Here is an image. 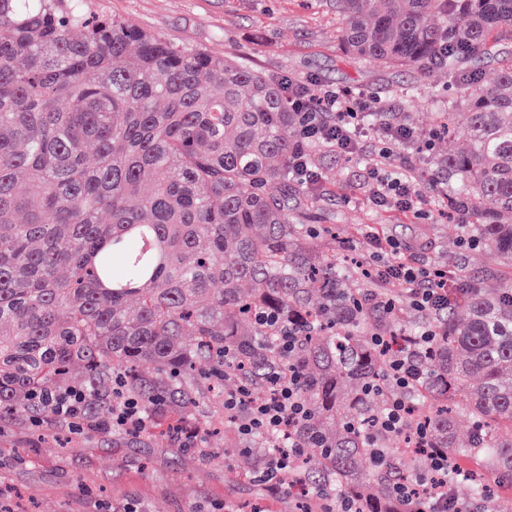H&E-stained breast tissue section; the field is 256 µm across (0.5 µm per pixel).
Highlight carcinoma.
Segmentation results:
<instances>
[{"label":"carcinoma","instance_id":"obj_1","mask_svg":"<svg viewBox=\"0 0 512 512\" xmlns=\"http://www.w3.org/2000/svg\"><path fill=\"white\" fill-rule=\"evenodd\" d=\"M338 40L384 68L448 74L464 86L465 145L434 158L474 248L512 264V64L474 66L512 41V0H336ZM298 115L279 80L233 58L167 41L91 11L84 0H0V415L41 417L31 392L76 378L105 391L112 373L179 413L228 378L265 389L272 368L304 378L310 419L297 436L320 475L364 512H401L389 486L411 471L371 465L369 421L384 395L370 328L395 320L359 307L352 276L305 223L294 176ZM331 155L306 147L319 167ZM278 316L257 324L253 312ZM425 360L412 427L467 458L460 512H512V279L459 292ZM295 327L284 358L269 336ZM240 366L224 371V348ZM472 420L457 442L453 409Z\"/></svg>","mask_w":512,"mask_h":512}]
</instances>
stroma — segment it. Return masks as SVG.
I'll return each instance as SVG.
<instances>
[{
	"instance_id": "35a3bbf8",
	"label": "stroma",
	"mask_w": 512,
	"mask_h": 512,
	"mask_svg": "<svg viewBox=\"0 0 512 512\" xmlns=\"http://www.w3.org/2000/svg\"><path fill=\"white\" fill-rule=\"evenodd\" d=\"M90 9L133 22L166 40L206 48L271 78L313 77L336 88L375 97L379 107L410 113L423 131L435 124L432 93L448 83L409 68H383L347 56L337 37L336 0H87ZM457 139L435 141L432 151L414 155L412 176L426 215L409 220L395 208L376 209L353 198L357 160L321 170L311 206V223L332 230L341 254L365 261L370 248L357 234L361 224H379L405 243L431 242L429 256L448 268L468 269L466 284H487L512 276V267L462 247L439 194L444 175L433 159L460 147ZM203 451L184 448L165 427L139 435L70 436L52 426L35 440L29 420L0 419V491L14 512H121L129 503L141 512H251L253 504L293 512L290 488H270L238 473L224 452L223 434L204 433Z\"/></svg>"
}]
</instances>
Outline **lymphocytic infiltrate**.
<instances>
[{"label":"lymphocytic infiltrate","mask_w":512,"mask_h":512,"mask_svg":"<svg viewBox=\"0 0 512 512\" xmlns=\"http://www.w3.org/2000/svg\"><path fill=\"white\" fill-rule=\"evenodd\" d=\"M288 102L297 112L300 140L322 139L337 154L360 157L365 169L368 197L378 207L397 205L399 211L417 219L422 215L421 197L405 171H392L391 160L400 151L415 148L418 139L409 128L381 119L372 127L367 98L352 89L336 90L315 79L289 80ZM372 252L361 269L369 290L361 302L371 311L389 318L406 311L434 317L448 307V270L425 257L424 245L410 246L367 225L361 231ZM434 327L421 326L417 333L402 337L388 331L370 332L369 340L382 358L387 383L385 405L372 429L376 434H412L429 460L423 473L394 484L390 494L407 512H457L454 483L465 479L462 468L444 449L433 447L425 429H411L415 395L424 381L422 357L435 343ZM268 397L257 399L246 389L225 392L224 413L234 419L242 438H275L269 453L257 457L254 471L259 480L274 486H293L297 460L304 448L293 431L310 413L302 397L301 379L295 370L274 371ZM100 394L89 385L42 389L34 400L48 413L47 419L31 422L42 431L45 421L66 424L76 434L112 433L137 435L151 427L154 419L168 418L172 437L186 448L202 442L199 423L171 413L162 398L144 403L125 389L122 374L112 377L107 395L109 411L99 416L91 406Z\"/></svg>","instance_id":"1"}]
</instances>
